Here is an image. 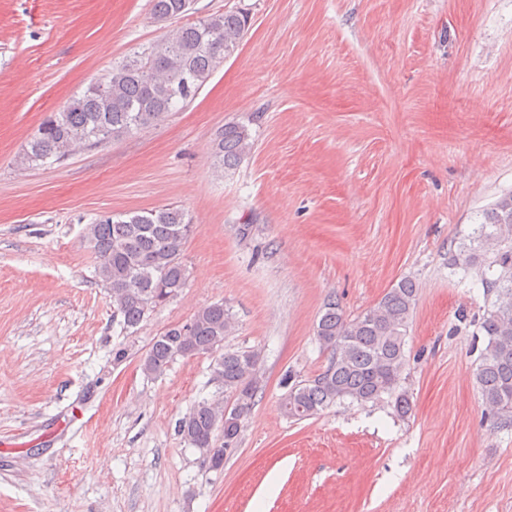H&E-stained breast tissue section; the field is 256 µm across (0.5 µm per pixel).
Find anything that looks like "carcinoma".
I'll use <instances>...</instances> for the list:
<instances>
[{"label":"carcinoma","mask_w":512,"mask_h":512,"mask_svg":"<svg viewBox=\"0 0 512 512\" xmlns=\"http://www.w3.org/2000/svg\"><path fill=\"white\" fill-rule=\"evenodd\" d=\"M190 9L191 0H151L158 20L182 17ZM249 23L248 10L236 7L172 29L161 43L113 66L50 113L29 141L20 164L29 168L49 160L61 163L79 149L130 135L168 112L183 109L238 50ZM249 139L245 125L224 124L212 146L220 171L241 163L250 149ZM482 217L469 235L470 244L458 248L455 263L467 271L482 262V286L495 296L480 322L487 344L476 380L488 417L511 427L512 194L500 198ZM196 229L184 211L170 206L102 215L86 225L85 241L98 260L96 274L111 291L124 328L138 326L185 287L187 269L181 252ZM417 292L416 283L404 278L375 306L352 319L339 303L328 301L316 337L328 352L329 363L314 378L288 388L281 401L288 418L304 420L348 399L363 404L385 394L394 399L400 415L410 413V396L399 389V382ZM231 330L229 311L224 304L213 303L188 322L167 328L141 360L145 374L158 376L177 357L212 356L210 381L216 393L197 401L177 426L184 442L201 454L213 447L218 429L224 432V447H236L242 421L259 390L252 384L259 354L253 349H224V338Z\"/></svg>","instance_id":"obj_1"}]
</instances>
